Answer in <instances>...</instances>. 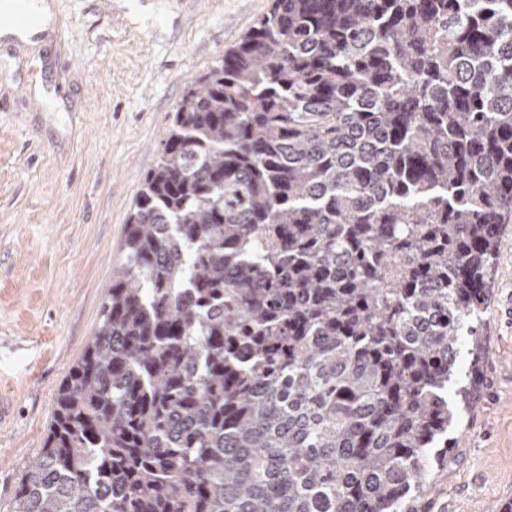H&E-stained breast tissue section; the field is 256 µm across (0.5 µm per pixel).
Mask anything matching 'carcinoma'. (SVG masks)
Segmentation results:
<instances>
[{"instance_id": "carcinoma-1", "label": "carcinoma", "mask_w": 512, "mask_h": 512, "mask_svg": "<svg viewBox=\"0 0 512 512\" xmlns=\"http://www.w3.org/2000/svg\"><path fill=\"white\" fill-rule=\"evenodd\" d=\"M512 224V0H273L177 104L11 512H418ZM464 341L460 349V354L458 358V366L455 372V378L453 383H456V387L459 386H468L473 383L474 379V369L471 371V358L472 356L469 354L471 349L470 337L463 336Z\"/></svg>"}]
</instances>
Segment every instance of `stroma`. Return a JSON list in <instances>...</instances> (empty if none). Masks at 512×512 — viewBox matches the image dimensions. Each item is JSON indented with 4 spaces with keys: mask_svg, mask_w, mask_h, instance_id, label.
Returning a JSON list of instances; mask_svg holds the SVG:
<instances>
[{
    "mask_svg": "<svg viewBox=\"0 0 512 512\" xmlns=\"http://www.w3.org/2000/svg\"><path fill=\"white\" fill-rule=\"evenodd\" d=\"M273 0H52L33 42L0 40V512L42 448L62 382L94 335L128 213L177 102ZM454 381L477 384L420 512L512 503V224Z\"/></svg>",
    "mask_w": 512,
    "mask_h": 512,
    "instance_id": "1",
    "label": "stroma"
}]
</instances>
